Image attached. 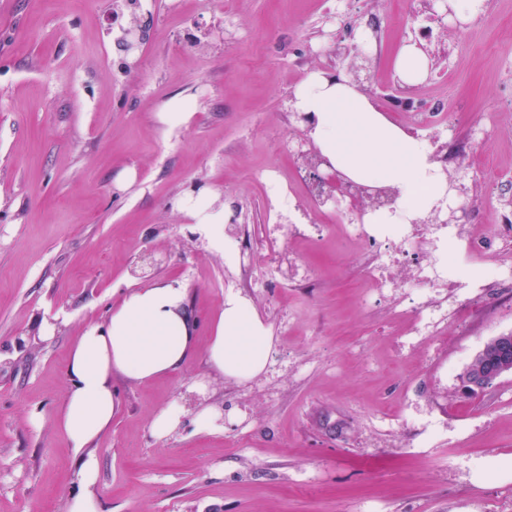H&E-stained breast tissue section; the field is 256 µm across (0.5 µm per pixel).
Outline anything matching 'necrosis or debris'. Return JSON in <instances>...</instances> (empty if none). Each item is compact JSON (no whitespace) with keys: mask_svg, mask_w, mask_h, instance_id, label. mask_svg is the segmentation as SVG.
I'll list each match as a JSON object with an SVG mask.
<instances>
[{"mask_svg":"<svg viewBox=\"0 0 512 512\" xmlns=\"http://www.w3.org/2000/svg\"><path fill=\"white\" fill-rule=\"evenodd\" d=\"M414 119L412 131L427 142L433 164L445 170L469 163L470 140L454 132L445 142L435 140V130L447 124L445 111L430 108L415 113ZM317 166L321 179L308 185L306 200L315 214L336 215L345 234L363 246L372 287L418 288L431 279H442L460 307L478 299L492 305L502 294H512L511 211L498 212L497 226L488 235L474 233L471 209L448 218L436 210L418 224H369L366 216L392 206L395 192L335 175L328 159H320ZM490 253L497 262L488 269L483 261Z\"/></svg>","mask_w":512,"mask_h":512,"instance_id":"necrosis-or-debris-1","label":"necrosis or debris"}]
</instances>
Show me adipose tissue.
<instances>
[{
	"label": "adipose tissue",
	"mask_w": 512,
	"mask_h": 512,
	"mask_svg": "<svg viewBox=\"0 0 512 512\" xmlns=\"http://www.w3.org/2000/svg\"><path fill=\"white\" fill-rule=\"evenodd\" d=\"M294 108L310 118L312 139L338 171L397 191L396 210L375 213L371 223H411L449 195L426 143L386 120L351 80L312 73L295 90ZM195 326L186 288L159 282L130 289L105 323L78 336L66 365L70 388L58 412L62 432L82 454L76 472L80 491L71 498L69 512H97L99 462L87 448L112 424L117 409L113 375L144 382L179 370L191 354ZM272 348L271 330L249 301L225 294L212 324L209 368L248 380L264 370Z\"/></svg>",
	"instance_id": "adipose-tissue-1"
}]
</instances>
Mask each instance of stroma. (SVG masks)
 <instances>
[{"label": "stroma", "mask_w": 512, "mask_h": 512, "mask_svg": "<svg viewBox=\"0 0 512 512\" xmlns=\"http://www.w3.org/2000/svg\"><path fill=\"white\" fill-rule=\"evenodd\" d=\"M361 27L380 36L351 50ZM416 43L426 74L373 101L469 113L460 133L485 169L448 181L491 231L512 206V0L464 23L443 0H0V512H68L67 355L127 288L163 281L188 292L195 352L151 383L113 377L118 410L90 447L99 512H512V373L462 379L512 331V300L411 338L397 315L412 291L369 288L354 241L271 230L266 175L310 178L319 151L295 89L315 71L377 89ZM175 104L191 116L170 128ZM200 200L224 211L225 239L245 237L248 275L196 223ZM298 272L315 287L290 285ZM230 291L274 337L245 382L206 363ZM173 402L181 423L157 440ZM205 406L223 430H199ZM181 411L178 407H168L160 411L153 419L150 430L158 440L167 439L180 425Z\"/></svg>", "instance_id": "obj_1"}]
</instances>
